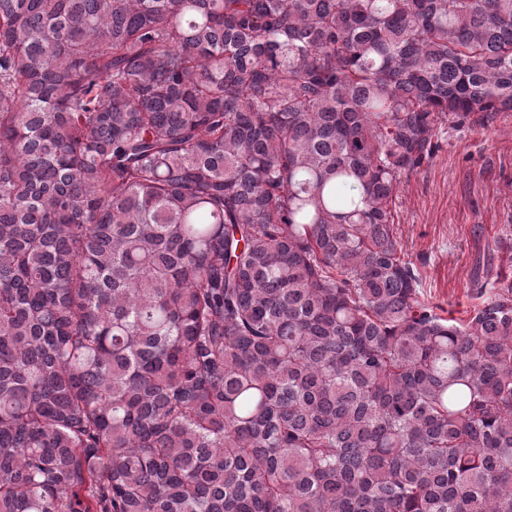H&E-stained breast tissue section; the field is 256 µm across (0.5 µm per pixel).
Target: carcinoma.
<instances>
[{
  "label": "carcinoma",
  "instance_id": "1",
  "mask_svg": "<svg viewBox=\"0 0 512 512\" xmlns=\"http://www.w3.org/2000/svg\"><path fill=\"white\" fill-rule=\"evenodd\" d=\"M500 112L512 0H0V512H512V283L395 228Z\"/></svg>",
  "mask_w": 512,
  "mask_h": 512
}]
</instances>
